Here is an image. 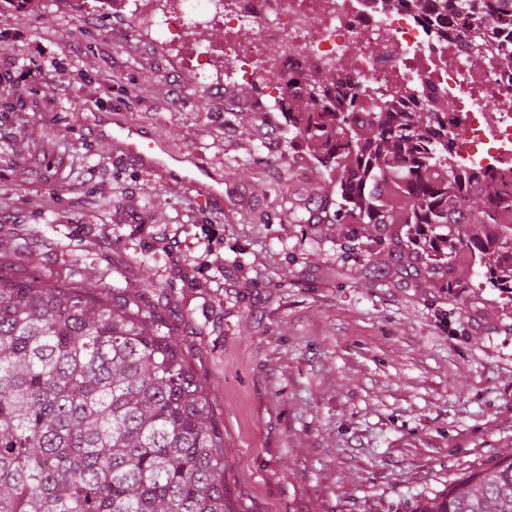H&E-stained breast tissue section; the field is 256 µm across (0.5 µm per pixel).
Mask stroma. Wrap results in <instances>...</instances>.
I'll return each mask as SVG.
<instances>
[{"label": "stroma", "instance_id": "obj_1", "mask_svg": "<svg viewBox=\"0 0 512 512\" xmlns=\"http://www.w3.org/2000/svg\"><path fill=\"white\" fill-rule=\"evenodd\" d=\"M1 85L0 253L158 308L224 428L234 512H416L512 454V289L478 263L438 287L401 224L289 223L277 190L319 177L261 87H201L100 0L0 4ZM127 126L163 166L114 148Z\"/></svg>", "mask_w": 512, "mask_h": 512}]
</instances>
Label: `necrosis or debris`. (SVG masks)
<instances>
[{
	"mask_svg": "<svg viewBox=\"0 0 512 512\" xmlns=\"http://www.w3.org/2000/svg\"><path fill=\"white\" fill-rule=\"evenodd\" d=\"M156 16L153 0H114L112 8L157 26L160 42L193 62L203 86L232 60L233 76L259 81L286 72L304 81L305 63L346 68L345 88L357 103L384 100L412 112L445 102L453 139L449 162L464 170H512V59L476 56L472 44L442 37L432 15H414L399 0H174ZM260 23L251 42L240 29ZM205 24L224 31L219 45L202 46L190 31ZM275 54H267L268 45Z\"/></svg>",
	"mask_w": 512,
	"mask_h": 512,
	"instance_id": "obj_1",
	"label": "necrosis or debris"
}]
</instances>
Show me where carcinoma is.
<instances>
[{
  "instance_id": "obj_1",
  "label": "carcinoma",
  "mask_w": 512,
  "mask_h": 512,
  "mask_svg": "<svg viewBox=\"0 0 512 512\" xmlns=\"http://www.w3.org/2000/svg\"><path fill=\"white\" fill-rule=\"evenodd\" d=\"M496 20L512 28V0ZM476 35L485 0H404ZM277 106L284 138L302 144L321 178L292 224H404L430 232L453 261L487 258L490 284L512 283V172L457 170L433 109L392 112L331 95L336 69ZM496 224L502 236L486 228ZM0 512H232L224 499V427L172 327L135 295L18 274L0 257ZM418 512H512V455L435 497Z\"/></svg>"
}]
</instances>
